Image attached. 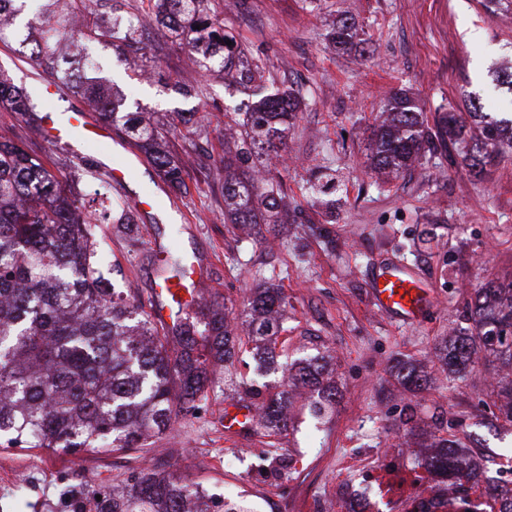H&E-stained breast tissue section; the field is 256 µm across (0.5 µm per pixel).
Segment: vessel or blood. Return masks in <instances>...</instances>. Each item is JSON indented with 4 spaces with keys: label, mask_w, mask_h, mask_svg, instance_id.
I'll return each instance as SVG.
<instances>
[{
    "label": "vessel or blood",
    "mask_w": 512,
    "mask_h": 512,
    "mask_svg": "<svg viewBox=\"0 0 512 512\" xmlns=\"http://www.w3.org/2000/svg\"><path fill=\"white\" fill-rule=\"evenodd\" d=\"M43 137L54 144L63 142L73 145L89 138L107 141L109 132L105 127L89 122L86 113L73 112L62 125L44 128ZM200 274L198 266H191L187 284L158 289L157 295L161 303L154 310V317L164 322L168 321V302L172 299L179 300L183 310H192L197 297L195 283ZM368 286L375 304L382 313L406 323L420 322L434 304L433 295L425 280L402 265H378L370 274Z\"/></svg>",
    "instance_id": "vessel-or-blood-1"
}]
</instances>
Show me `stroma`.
I'll list each match as a JSON object with an SVG mask.
<instances>
[{"label": "stroma", "mask_w": 512, "mask_h": 512, "mask_svg": "<svg viewBox=\"0 0 512 512\" xmlns=\"http://www.w3.org/2000/svg\"><path fill=\"white\" fill-rule=\"evenodd\" d=\"M219 10L225 31L266 77L303 100L283 156L261 158L295 209L294 223L272 233L271 244L233 235L224 222L220 158L227 133L242 130L224 113L243 96L231 80L188 66L187 50L168 29L147 35L159 48L151 74L112 51L90 56L127 109L194 113L175 129L182 190L168 187L144 159L125 185H115L111 167L136 152L120 132L112 144L90 139L76 153L47 143L40 126L84 107L68 94L39 101L33 125L0 111V141L47 160L74 192H99L124 205L158 199V208L136 216L125 232L96 228L101 270L117 287L149 295L156 244L200 263L210 304L239 311L258 282L278 284L288 299L279 360L324 358L323 379L337 388L334 412L317 421L295 397L286 432L225 429L224 410L237 401L230 380L254 374L251 338L241 327L239 358L217 375L198 417L179 422L152 447L77 455L0 447V512H62L61 491L77 479L102 492L120 490L142 467L187 474L217 494L245 499L253 512H413L416 496L437 487L417 461L443 438L460 440L482 459L485 480L512 488V424L503 416L512 399L500 369L480 357L453 376L436 356L443 339L467 327L476 289L512 280V155L478 178L462 162V145L450 142L425 153L405 177L370 167L371 130L397 87L410 88L430 120L448 107L465 110L472 99L494 115L512 110V98L492 84L493 72L512 61V11L488 13L481 0H356L352 8L346 0H219ZM346 11L366 31L372 54L329 45L326 34ZM469 28L479 31L477 40H465ZM318 173L336 178L335 208L311 195ZM389 261L428 281L435 304L424 322L408 324L373 305L366 279ZM399 360L423 370L422 389L401 382ZM440 415L446 426H436ZM263 448L288 450L295 460L288 478L264 480ZM192 451L206 458L205 467L185 469ZM21 472L27 483L17 489L13 479Z\"/></svg>", "instance_id": "35a3bbf8"}]
</instances>
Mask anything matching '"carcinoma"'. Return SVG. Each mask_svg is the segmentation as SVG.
<instances>
[{
	"label": "carcinoma",
	"instance_id": "1",
	"mask_svg": "<svg viewBox=\"0 0 512 512\" xmlns=\"http://www.w3.org/2000/svg\"><path fill=\"white\" fill-rule=\"evenodd\" d=\"M27 13L28 0H0V36L9 33L30 48L27 64L65 92L95 103L99 120L115 125L144 154L172 188L184 185L182 166L171 145L174 118L145 124L129 112L107 78L80 68L85 58L61 47L93 45L121 49L130 63L147 55L144 31L172 21L182 45L200 69L255 87L245 112L244 134L224 151V223L234 228L275 227L288 215V194L280 179L259 175L257 162L283 150L298 99L289 90L261 84L263 71L245 52L226 41L224 22L212 0H154L155 12L139 22L112 0L110 10L86 16L87 0H42ZM344 50L362 41L354 18L345 14L327 34ZM0 110L26 122L37 103L27 90L0 71ZM463 117L452 107L437 114L442 138L471 142L464 161L479 176L512 150V118L486 119L475 103ZM432 138L416 98L404 88L391 92L383 119L371 133V167L398 176L409 171ZM132 223L129 207L92 211L75 205L57 176L23 148L0 142V445L47 448L75 454L152 445V438L195 415L207 398L215 368L236 355L234 323L224 306L199 307L200 320L173 315V325L156 322L152 298L110 286L96 260L92 225ZM189 264L174 259L160 271L162 282L187 279ZM288 304L272 284L255 289L244 303L243 324L252 355L274 360L277 336ZM471 327L444 342L439 360L450 374L464 371L480 352L512 366V280L481 288L469 309ZM323 366L314 357L291 365L288 388L261 397L257 385L241 382L239 401L261 413L259 426L270 435L287 430L292 389L319 383ZM336 402V388L317 390L311 403L318 417ZM458 444L441 439L439 451L421 462L428 474L448 479L464 491L480 489L478 463L464 461ZM261 473L282 480L293 460L281 448L262 452ZM211 512L212 496L202 485L149 467L131 475L120 492L101 495L95 512Z\"/></svg>",
	"mask_w": 512,
	"mask_h": 512
}]
</instances>
